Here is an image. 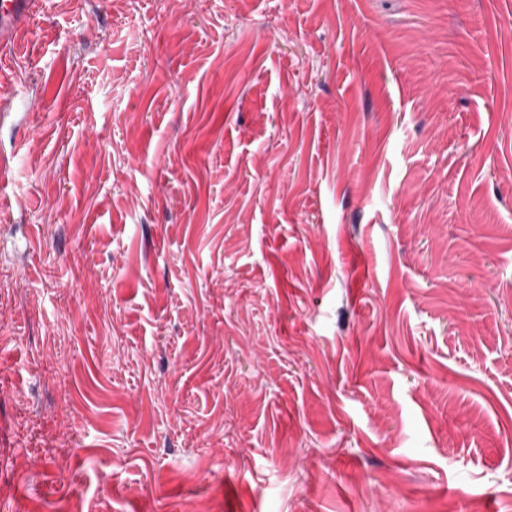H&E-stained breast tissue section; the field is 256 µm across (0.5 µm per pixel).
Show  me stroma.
Wrapping results in <instances>:
<instances>
[{
	"label": "stroma",
	"mask_w": 512,
	"mask_h": 512,
	"mask_svg": "<svg viewBox=\"0 0 512 512\" xmlns=\"http://www.w3.org/2000/svg\"><path fill=\"white\" fill-rule=\"evenodd\" d=\"M4 57L0 512H512V0H48Z\"/></svg>",
	"instance_id": "obj_1"
}]
</instances>
